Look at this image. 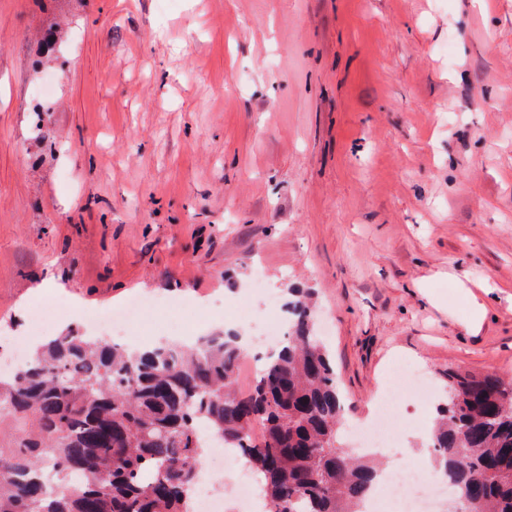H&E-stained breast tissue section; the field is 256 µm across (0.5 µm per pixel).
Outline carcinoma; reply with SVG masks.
Here are the masks:
<instances>
[{
  "instance_id": "cac0c4a2",
  "label": "carcinoma",
  "mask_w": 512,
  "mask_h": 512,
  "mask_svg": "<svg viewBox=\"0 0 512 512\" xmlns=\"http://www.w3.org/2000/svg\"><path fill=\"white\" fill-rule=\"evenodd\" d=\"M288 313L287 339L246 393L231 331L144 351L72 327L49 338L0 375V512H188L201 422L242 450L266 512H360L377 467L338 445L346 402L310 304ZM428 439L461 512H512V379L448 371Z\"/></svg>"
}]
</instances>
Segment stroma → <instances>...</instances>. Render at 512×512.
I'll list each match as a JSON object with an SVG mask.
<instances>
[{
  "instance_id": "35a3bbf8",
  "label": "stroma",
  "mask_w": 512,
  "mask_h": 512,
  "mask_svg": "<svg viewBox=\"0 0 512 512\" xmlns=\"http://www.w3.org/2000/svg\"><path fill=\"white\" fill-rule=\"evenodd\" d=\"M259 267L252 319L314 294L344 447L395 363L512 377V0H0V364L61 301L239 324Z\"/></svg>"
}]
</instances>
